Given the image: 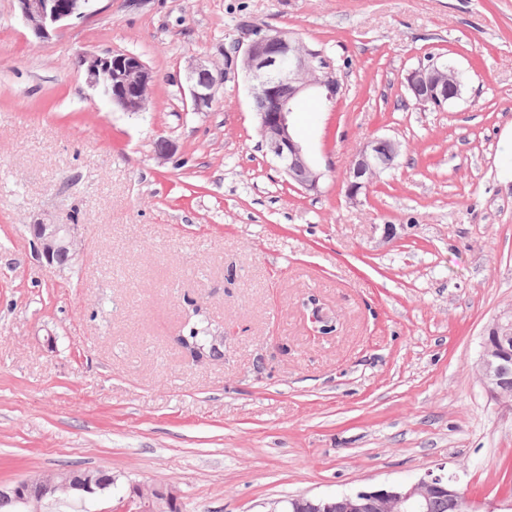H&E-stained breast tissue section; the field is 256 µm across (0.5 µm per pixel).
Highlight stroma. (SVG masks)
<instances>
[{
	"label": "stroma",
	"instance_id": "stroma-1",
	"mask_svg": "<svg viewBox=\"0 0 512 512\" xmlns=\"http://www.w3.org/2000/svg\"><path fill=\"white\" fill-rule=\"evenodd\" d=\"M100 6L40 43L0 0V485L90 468L114 486L42 512H123L135 482L171 485L187 512H268L433 472L512 512V408L476 371L512 307V0ZM275 29L343 79L291 116L316 193L261 148L226 61ZM114 50L156 75L143 114L77 65ZM431 57L467 77L440 110L404 85ZM197 62L224 73L202 112ZM375 137L402 154L350 201ZM35 223L75 225V260L48 266ZM192 305L224 339L201 361L178 342Z\"/></svg>",
	"mask_w": 512,
	"mask_h": 512
}]
</instances>
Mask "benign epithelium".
<instances>
[{"instance_id":"1","label":"benign epithelium","mask_w":512,"mask_h":512,"mask_svg":"<svg viewBox=\"0 0 512 512\" xmlns=\"http://www.w3.org/2000/svg\"><path fill=\"white\" fill-rule=\"evenodd\" d=\"M18 13L39 41H47L72 19L95 13L97 0H16ZM243 68L251 82V96L258 120V131L266 151L279 168L294 177L307 192L319 189L322 173L312 164L302 143L294 135L290 114L300 95L321 90L333 100L341 89L338 76L326 66L314 50L294 33L273 30L251 40L243 51ZM86 81L105 94L110 103L126 112H142L147 106L148 90L156 80L141 57L127 51L80 58ZM224 74L197 64L187 73L191 108L200 112L212 104ZM406 88L421 106L441 108L459 91L455 68L429 64L406 75ZM400 153V143L374 138L360 146L346 176V194L351 201L392 168ZM73 224H31L29 231L47 264L63 266L77 253L78 240ZM479 378L489 398L512 406V310L497 315L482 336L478 362ZM112 475L97 469L60 470L37 473L9 488H0V500L26 512H39L42 501L50 496L92 495L114 485ZM462 494L457 478L429 474L411 485H389L329 497L297 496L277 501L269 512H427L431 500L446 498L458 506ZM128 503L135 512H177L181 508L178 492L171 486L133 483Z\"/></svg>"}]
</instances>
